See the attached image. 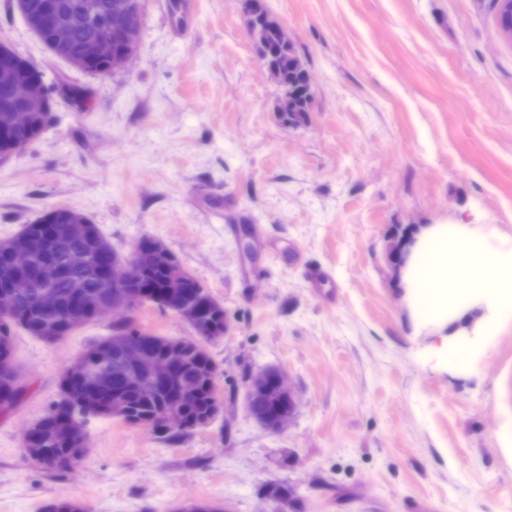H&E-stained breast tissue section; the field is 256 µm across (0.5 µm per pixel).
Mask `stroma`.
Masks as SVG:
<instances>
[{
  "label": "stroma",
  "mask_w": 512,
  "mask_h": 512,
  "mask_svg": "<svg viewBox=\"0 0 512 512\" xmlns=\"http://www.w3.org/2000/svg\"><path fill=\"white\" fill-rule=\"evenodd\" d=\"M261 4L310 77L296 121L237 0H141L137 53L105 75L52 57L0 0V44L54 98L41 135L0 163V241L76 210L123 256L143 238L170 249L229 326L207 345L223 387L213 422L161 434L96 419L66 471L29 459L23 433L110 323L53 345L16 330L29 391L0 417V512L62 495L89 512H275L278 494L284 512H512V322L473 361L438 352V327L416 325L389 257L428 224L512 236V40L498 7ZM309 263L335 299L310 288ZM266 369L293 392L279 432L247 408L244 382Z\"/></svg>",
  "instance_id": "obj_1"
}]
</instances>
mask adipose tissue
Returning <instances> with one entry per match:
<instances>
[{"mask_svg": "<svg viewBox=\"0 0 512 512\" xmlns=\"http://www.w3.org/2000/svg\"><path fill=\"white\" fill-rule=\"evenodd\" d=\"M401 282L416 322L452 326L460 336L496 335L512 320V241L491 225H429L408 249ZM473 306L483 314L468 328L462 321Z\"/></svg>", "mask_w": 512, "mask_h": 512, "instance_id": "1", "label": "adipose tissue"}]
</instances>
